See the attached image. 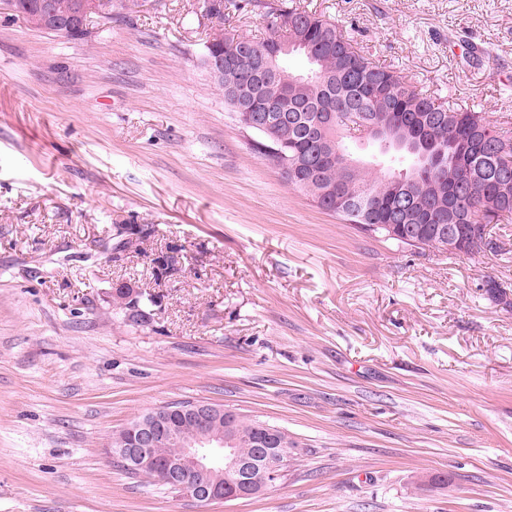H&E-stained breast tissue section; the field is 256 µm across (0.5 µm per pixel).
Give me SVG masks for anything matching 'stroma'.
Here are the masks:
<instances>
[{
    "label": "stroma",
    "instance_id": "obj_1",
    "mask_svg": "<svg viewBox=\"0 0 512 512\" xmlns=\"http://www.w3.org/2000/svg\"><path fill=\"white\" fill-rule=\"evenodd\" d=\"M268 1L512 142V0H224L225 31L264 36ZM202 5L119 0L80 39L0 10V512H512V310L485 290L512 223L506 251L425 254L289 188L203 64ZM130 224L154 232L113 258ZM173 401L299 455L208 505L130 477L113 432Z\"/></svg>",
    "mask_w": 512,
    "mask_h": 512
}]
</instances>
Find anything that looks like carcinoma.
<instances>
[{"instance_id": "carcinoma-1", "label": "carcinoma", "mask_w": 512, "mask_h": 512, "mask_svg": "<svg viewBox=\"0 0 512 512\" xmlns=\"http://www.w3.org/2000/svg\"><path fill=\"white\" fill-rule=\"evenodd\" d=\"M48 1L60 14L72 9L74 0H0V10L18 14L23 9L35 13ZM267 35L224 34L217 28L205 41V55H222L234 60L241 78L248 81L251 92L263 95L262 109H280L290 101L300 102L299 119L294 126L281 127L278 141L260 135L255 147L278 144L289 157L310 154L317 159V175L305 184L289 186L311 197L324 211L338 216L343 223L365 232L368 224H384L394 205L397 182H419L423 188L413 193L414 203L408 224L418 229L412 247L418 250L448 251V225H440L434 210L437 200L458 194L460 207L457 223L467 238H475L482 252L497 253L503 243L493 236L490 224L512 219V185L502 190L499 174L512 171V144L504 141L487 118L462 104L445 100L406 81L399 73L388 70L361 55L336 22L294 5L287 9H270L265 14ZM305 44L302 51L308 71L327 73L323 83L313 77L306 88L292 90L282 99L260 84L256 76L259 59L294 39ZM333 107L335 120L321 126L318 113ZM420 116L424 138L429 147L442 157L441 168L427 167L394 144L382 145L372 137L371 124L388 119L397 125L410 124ZM366 131L368 143L378 146L382 156H403L405 168L378 171L365 167L361 159L348 151L345 139L354 131ZM358 162L351 174H345L350 162ZM331 187L342 190L359 207L339 211L325 201L323 192ZM234 421L224 423V432L233 436V448L242 457L254 452L259 434V419L229 412Z\"/></svg>"}]
</instances>
